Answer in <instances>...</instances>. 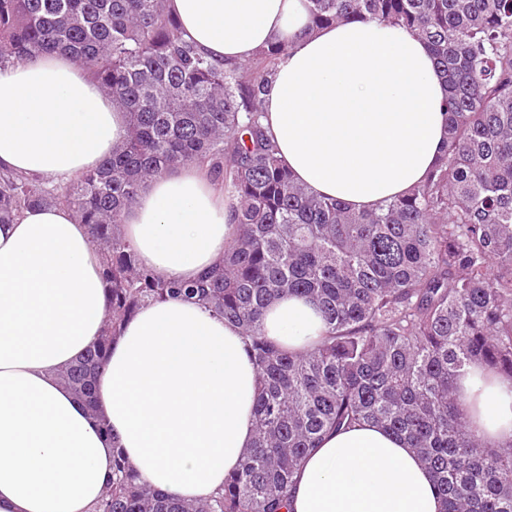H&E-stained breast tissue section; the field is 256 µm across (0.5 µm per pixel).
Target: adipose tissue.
I'll return each instance as SVG.
<instances>
[{"label": "adipose tissue", "instance_id": "adipose-tissue-1", "mask_svg": "<svg viewBox=\"0 0 512 512\" xmlns=\"http://www.w3.org/2000/svg\"><path fill=\"white\" fill-rule=\"evenodd\" d=\"M187 39L216 59L251 60L287 42L264 94L277 157L311 193L362 211L406 194L440 156L448 89L426 44L376 20L310 28L303 0H168ZM127 134L125 112L70 55L0 71V172L66 184ZM231 194L186 164L149 179L123 215L139 265L189 281L238 235ZM106 290L86 225L63 206L0 224V512H95L112 450L165 494L204 501L254 439L258 376L236 324L168 298L126 321L88 411L59 380L101 334ZM266 336L302 351L325 323L285 297ZM470 428L512 441V379L472 365L458 382ZM106 421L111 436L98 427ZM289 512H442L405 441L364 421L325 434L304 459Z\"/></svg>", "mask_w": 512, "mask_h": 512}]
</instances>
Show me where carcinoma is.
<instances>
[{"instance_id": "carcinoma-1", "label": "carcinoma", "mask_w": 512, "mask_h": 512, "mask_svg": "<svg viewBox=\"0 0 512 512\" xmlns=\"http://www.w3.org/2000/svg\"><path fill=\"white\" fill-rule=\"evenodd\" d=\"M167 0H0V68L65 51L128 116L127 137L70 185L0 175V223L56 204L102 255L108 325L62 372L88 405L122 322L149 301L193 300L240 326L258 373L255 439L224 491L179 502L113 449L97 512H288L323 433L366 420L405 440L443 512H512V443L469 429L457 388L480 363L512 378V0H304L314 26L376 19L422 38L449 89L448 138L409 194L356 212L309 193L276 157L263 94L286 43L215 61ZM197 163L238 199L235 245L190 284L142 270L123 213L148 177ZM284 296L317 304L322 342L292 352L263 332Z\"/></svg>"}]
</instances>
